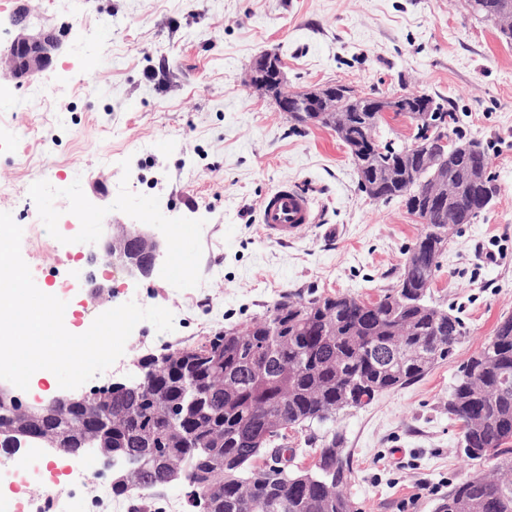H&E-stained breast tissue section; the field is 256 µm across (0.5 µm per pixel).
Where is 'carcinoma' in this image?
<instances>
[{"mask_svg":"<svg viewBox=\"0 0 512 512\" xmlns=\"http://www.w3.org/2000/svg\"><path fill=\"white\" fill-rule=\"evenodd\" d=\"M491 20L512 0H467ZM458 150L441 165L457 188L453 217L415 210L405 196L421 175V161L394 148L378 154L363 139L371 112H346L359 137L351 154L361 184L384 203L401 202L425 226L473 224L472 183L495 182L483 144L464 139L444 104ZM441 264L433 250L410 246L398 281L371 302L348 293L285 294L240 330L231 328L181 348L141 358L142 385L127 383L86 403L73 402L35 419L21 407L0 404V434L10 447L46 448L50 441L79 456L97 449L139 468L118 494L143 493L161 478L158 463L184 469L185 485L211 492L210 512H353L343 486L349 464L341 437L321 439L314 473L258 465L253 440L278 416L290 428L325 423L337 412L362 408L451 360L466 330L461 318L429 303ZM448 414L463 426V453L493 463V476L476 475L454 486L438 512H512V316L459 369L448 395Z\"/></svg>","mask_w":512,"mask_h":512,"instance_id":"obj_1","label":"carcinoma"}]
</instances>
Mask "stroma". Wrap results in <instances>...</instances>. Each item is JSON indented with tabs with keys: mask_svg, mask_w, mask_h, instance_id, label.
<instances>
[{
	"mask_svg": "<svg viewBox=\"0 0 512 512\" xmlns=\"http://www.w3.org/2000/svg\"><path fill=\"white\" fill-rule=\"evenodd\" d=\"M24 11L55 30L56 63L81 68L61 91L43 71L41 111L0 112V211L26 228L33 280L74 310V334L131 300L174 316L170 332L140 322L93 378L98 387L132 380L142 357L178 340L250 321L284 293L376 299L421 232L404 206L360 189L334 131L297 123L250 89L257 55L280 58L292 91L426 93L456 112L486 147L499 187L485 214L459 226L432 285L467 334L452 361L337 414L330 428L343 437L357 512H437L452 486L489 472L460 453L448 393L459 366L512 315V45L493 22L467 0H0V51ZM283 184L306 193L317 217L285 245L259 223ZM130 220L165 244L185 233L181 270L158 265L132 278L89 261L106 225Z\"/></svg>",
	"mask_w": 512,
	"mask_h": 512,
	"instance_id": "1",
	"label": "stroma"
}]
</instances>
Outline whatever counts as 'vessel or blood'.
I'll use <instances>...</instances> for the list:
<instances>
[{"instance_id":"vessel-or-blood-1","label":"vessel or blood","mask_w":512,"mask_h":512,"mask_svg":"<svg viewBox=\"0 0 512 512\" xmlns=\"http://www.w3.org/2000/svg\"><path fill=\"white\" fill-rule=\"evenodd\" d=\"M315 220L309 196L287 185L280 186L268 196L260 213L264 235L278 243L293 239Z\"/></svg>"}]
</instances>
